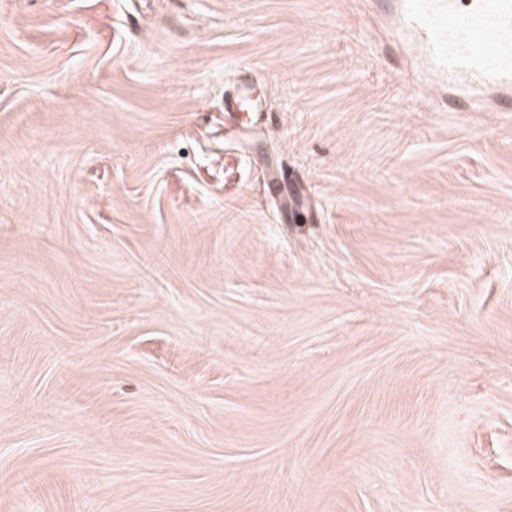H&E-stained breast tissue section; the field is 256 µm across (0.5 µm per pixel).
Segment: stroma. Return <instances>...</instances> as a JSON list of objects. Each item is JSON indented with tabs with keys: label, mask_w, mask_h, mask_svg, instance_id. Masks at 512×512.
Masks as SVG:
<instances>
[{
	"label": "stroma",
	"mask_w": 512,
	"mask_h": 512,
	"mask_svg": "<svg viewBox=\"0 0 512 512\" xmlns=\"http://www.w3.org/2000/svg\"><path fill=\"white\" fill-rule=\"evenodd\" d=\"M0 512H512V104L399 0H0ZM251 92L252 88L238 90L233 95H229L226 99L224 98V133L228 135H236L238 133L245 132L243 124L252 122V119L246 121L242 113L245 111L243 105L246 100L250 101V107L252 110L260 112L261 108L258 106V103L250 100Z\"/></svg>",
	"instance_id": "obj_1"
}]
</instances>
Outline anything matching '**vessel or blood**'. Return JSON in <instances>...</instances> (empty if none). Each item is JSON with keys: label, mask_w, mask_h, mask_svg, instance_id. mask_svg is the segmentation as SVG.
Masks as SVG:
<instances>
[{"label": "vessel or blood", "mask_w": 512, "mask_h": 512, "mask_svg": "<svg viewBox=\"0 0 512 512\" xmlns=\"http://www.w3.org/2000/svg\"><path fill=\"white\" fill-rule=\"evenodd\" d=\"M407 10L449 82L466 77L489 87L512 85V0H409ZM249 98L246 89L226 97V134L243 132Z\"/></svg>", "instance_id": "1"}]
</instances>
